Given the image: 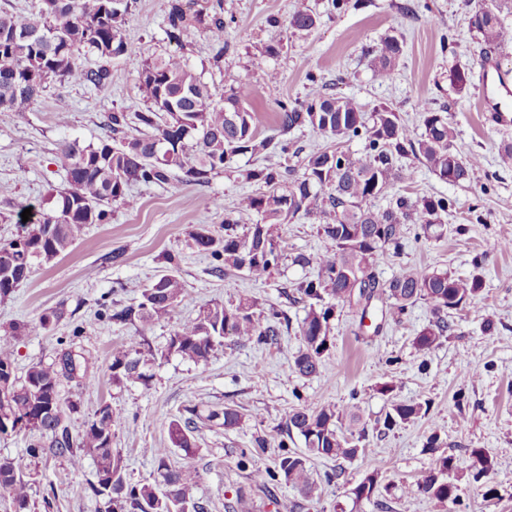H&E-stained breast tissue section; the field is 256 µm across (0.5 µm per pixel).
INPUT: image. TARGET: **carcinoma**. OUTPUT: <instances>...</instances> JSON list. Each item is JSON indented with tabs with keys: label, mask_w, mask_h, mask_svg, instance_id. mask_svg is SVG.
I'll return each instance as SVG.
<instances>
[{
	"label": "carcinoma",
	"mask_w": 512,
	"mask_h": 512,
	"mask_svg": "<svg viewBox=\"0 0 512 512\" xmlns=\"http://www.w3.org/2000/svg\"><path fill=\"white\" fill-rule=\"evenodd\" d=\"M134 3L38 0L35 11L0 9V112L26 111L54 83L95 88L107 85L112 80L109 62L133 54L124 26ZM508 4L509 0H499L489 7L485 0H478L471 11L469 27L483 45L512 43V28L500 18L501 9ZM165 25L167 37L176 42L188 27L202 28L213 44L215 59L224 56L222 3L192 13L184 0H168ZM315 25L316 17L305 10L289 18V27L295 31L308 32ZM88 54L99 57L102 63L84 65ZM373 54L376 75L389 79L400 64L403 46L397 38L387 37ZM238 82L242 79H233L219 97L181 55L141 61L136 69V87L145 109L108 114V135L96 144H59L55 161L65 172L66 187L49 193L52 207L36 222L25 225L21 235L0 242V301L12 297L29 278L35 263L67 253L89 225L109 223L112 205L135 207L132 187L165 184L174 170L183 172L185 182L203 185L212 174L231 167L239 156L278 152L286 157L288 133L309 126L336 140H362L363 149L358 153L337 147L313 150L303 159L301 175L290 182L280 168L257 165L243 170L240 176L257 185V191L243 196L224 218V234L201 225L190 234L191 247L208 256L220 276L244 272L262 281L282 260L284 225L296 218L319 225L329 247L314 258L298 254L292 259L297 265L315 267L311 277L295 286L299 300L305 302V314L297 322L299 347L293 356V372L299 377L318 372L332 344L338 309L356 308L364 317L371 303L381 298L386 310L396 316L420 300L427 303L434 320L418 332L414 345L419 350L432 348L453 330L449 314L475 307L482 297V275L411 268L382 283L373 262L381 251L400 253L408 224L426 234L440 231L441 216L453 202L441 195H423L414 201L400 196L384 208H375L370 202L393 183L411 179L421 165L439 180L460 185L471 179L479 157L464 159L454 150L457 133L443 110L420 104L424 131L416 137L399 113L384 107L368 117L353 99L329 93L316 84L304 101L280 103L276 133L262 138L257 114L243 104ZM241 224L247 226L242 234L238 232ZM182 293L183 284L171 269L120 310L101 303L98 316L112 323L147 327L169 320ZM255 306L250 297L228 305L212 303L198 316L179 324L170 336L167 352L199 364L208 361L213 348L223 344L227 336L242 345L277 343L288 318L273 307L261 317ZM63 315L61 308L45 312L37 328L48 332ZM28 331V325L17 322L0 335V417L13 416L33 435L26 454L36 457L47 450L67 459L75 471L82 469L85 458H91L96 482L90 484V490L102 498L99 512H204L196 499L199 471L189 465L172 466L168 448L154 452L164 490L127 480L124 460L112 448V428L120 425L123 417L111 405L100 406L82 431L73 433L70 414L77 411L78 403L63 397L60 382L88 383L90 370L96 365L94 357L63 348L51 361L33 363L24 376H17L13 337ZM153 361L133 342L114 348L108 366L112 384L119 388L149 385L154 377ZM428 409L426 401L395 400L382 427L390 431L424 417ZM197 417L193 406L170 421L173 447L187 454L193 452ZM206 420L231 430L241 423L242 414L226 406L210 411ZM358 422L351 403L317 404L299 397L280 431L277 447L282 453L274 467H255L256 455L268 445L263 437L255 439L254 448L241 450L238 467L250 471L251 479L264 489L284 482L311 500L322 481L337 477L331 473L319 478L312 470L311 458L351 461L364 453L362 442L368 431ZM294 432L304 441L305 451L301 453L286 450V437ZM494 467V458L483 449L469 451L473 480ZM463 478L457 458L444 452L417 491L440 503L459 505ZM380 485L378 471L367 473L353 489V502L372 500ZM0 491L8 494L14 512H30V483L20 465L0 462Z\"/></svg>",
	"instance_id": "cac0c4a2"
}]
</instances>
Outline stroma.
<instances>
[{"mask_svg": "<svg viewBox=\"0 0 512 512\" xmlns=\"http://www.w3.org/2000/svg\"><path fill=\"white\" fill-rule=\"evenodd\" d=\"M331 0H223L224 56L214 61V50L205 33L189 28L181 41L169 40L164 16L167 0H137L126 19V37L133 57L111 60L112 82L95 89L80 84L50 85L23 112H0V241L15 237L19 205L44 203L49 191L63 188L65 174L55 163L57 146L64 141L79 145L97 143L107 130L104 121L115 110L135 112L143 103L135 85L138 58L181 54L201 73L205 82L224 91L233 75L245 78L243 95L258 114L259 128L271 134L280 103L304 99L312 84L348 96L365 111L388 106L398 112L415 132H422L418 105L446 108L457 130L462 156L479 155L481 166L470 182L450 185L426 167L412 180L388 188L387 196L412 199L446 194L454 202L444 215L442 237L409 241L400 256L383 252L375 259L380 280L387 281L405 268L448 271L467 276L472 259L484 255V292L477 309L454 314V329L431 349L421 351L413 339L432 318L428 305L416 302L399 320L372 310L368 317L343 310L332 330L333 345L319 371L309 378L291 370L299 341L282 334L272 346L240 345L225 341L200 364L183 362L166 354L169 336L177 325L195 317L215 300L250 297L261 311L282 310L290 323L304 315V306L291 302L292 285L309 276L310 268L291 264L293 255H314L326 246L317 227L301 219L284 225L283 238L289 258L264 281L245 274L221 277L213 273L209 257L187 245L190 232L207 225L222 232L224 214L239 199L254 192L253 184L225 173L213 174L207 184L194 185L172 176L169 183L138 186L134 208L113 206L107 224L90 225L66 255L36 264L8 300L0 302V328L15 322L30 330L14 341L18 373L38 361H50L60 342L73 340L74 348L97 360L92 380L85 387L62 382L64 396L77 400L71 416L73 430L101 403H111L125 421L112 430V446L120 452L132 480L152 481L154 451L170 448L173 465H191L201 474L197 496L205 512H224L233 503L235 512H293L299 494L286 486H254L238 465L241 450L251 448L256 437L269 445L256 459L259 467L273 466L280 450L279 431L285 425L296 397L318 403L354 401L361 421L368 426L367 452L343 463L317 458V473L339 471V479L323 485L319 498L301 502L300 512H457L452 504L438 503L415 494L434 467L436 455L425 446L432 432H439L447 452L468 464V451L485 449L496 466L481 482L464 481L465 512H512V167L503 166L500 154L512 144V126L492 122L482 108L479 82L488 59L512 72V45L484 53L467 16L471 0H356L344 12L330 9ZM298 9L317 16L309 32L289 28L288 17ZM279 26H270V18ZM394 36L404 55L391 80L376 77L369 47ZM275 43L274 55L260 54ZM472 73L469 89L457 91L451 70ZM65 96L71 109L66 125L56 119V99ZM221 200L214 208L213 200ZM178 258L177 273L184 293L170 320L136 330L134 326L99 319L100 303L119 309L131 303L165 267V254ZM63 308L64 316L49 332L37 330L40 315ZM493 322L483 331V318ZM83 334L72 337L74 326ZM136 339L156 362L149 387L113 386L108 365L114 347ZM480 369V377L466 373ZM396 384L392 396L378 393L384 380ZM465 391L468 404L457 409L454 396ZM429 401L425 417L380 434L373 426L391 408L392 400ZM197 406L202 419L193 434V453L171 448L169 423L184 408ZM227 406L243 415L230 431L205 421L208 410ZM26 438L0 434V460L34 463L31 486L32 512H97L98 501L89 489L95 479L92 460L81 471L64 459L44 455L29 460ZM379 471L385 489L380 503L353 505L352 488L369 471ZM499 497L485 501V486ZM51 496V508L42 499Z\"/></svg>", "mask_w": 512, "mask_h": 512, "instance_id": "obj_1", "label": "stroma"}]
</instances>
